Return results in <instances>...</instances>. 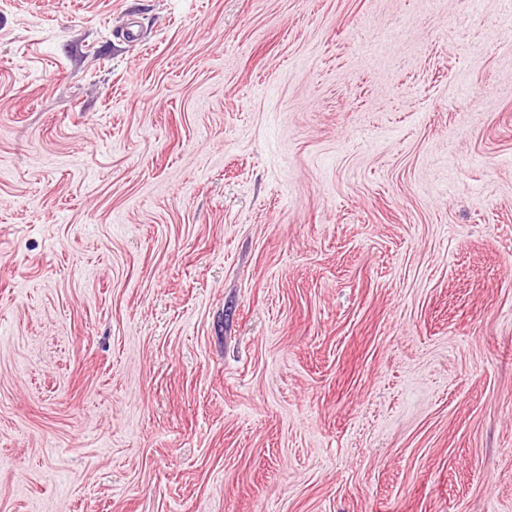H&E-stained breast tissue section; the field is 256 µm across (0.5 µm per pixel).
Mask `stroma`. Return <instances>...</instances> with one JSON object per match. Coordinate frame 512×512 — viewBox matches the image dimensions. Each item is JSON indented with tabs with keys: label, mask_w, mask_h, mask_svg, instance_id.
Masks as SVG:
<instances>
[{
	"label": "stroma",
	"mask_w": 512,
	"mask_h": 512,
	"mask_svg": "<svg viewBox=\"0 0 512 512\" xmlns=\"http://www.w3.org/2000/svg\"><path fill=\"white\" fill-rule=\"evenodd\" d=\"M512 0H0V512H512Z\"/></svg>",
	"instance_id": "35a3bbf8"
}]
</instances>
